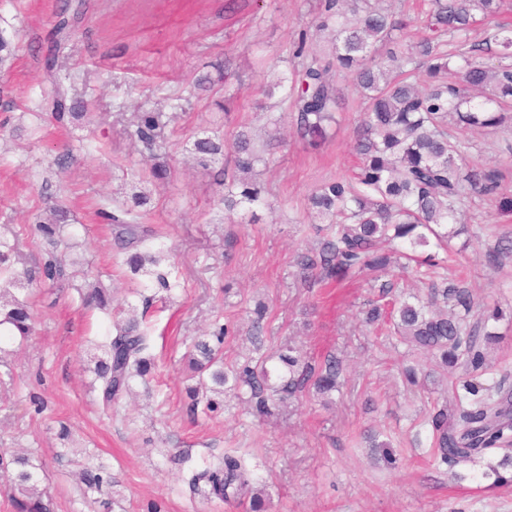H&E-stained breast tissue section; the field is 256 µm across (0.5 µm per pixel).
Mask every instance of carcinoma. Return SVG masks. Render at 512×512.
<instances>
[{
    "mask_svg": "<svg viewBox=\"0 0 512 512\" xmlns=\"http://www.w3.org/2000/svg\"><path fill=\"white\" fill-rule=\"evenodd\" d=\"M505 0H422L416 22L423 29L417 40L408 39V23L393 17L380 0H324V12L315 33L329 32V52L308 53V34L293 46L298 67L278 77L289 109L297 113V132L305 146L316 150L325 144L328 129L337 123L340 94L336 76L352 79L365 102L356 129L354 150L358 171L317 187L309 197L325 233L318 248L295 259L296 276L305 283L329 284L387 271L399 264L384 245L399 242V257L429 269L448 264L418 250L430 246L448 253L450 242L465 230L449 229L465 199L489 196L502 215L512 214V194L503 191L504 174L497 168L477 167L467 160V146L457 132L468 129H512V25L499 21ZM494 23L481 41L471 34ZM487 52L496 64L475 60ZM51 116L58 122L78 120L83 113L61 95L52 100ZM166 123L161 112H140L133 136L148 148L163 138ZM190 153L203 168L224 155V140L210 136L193 141ZM266 164L264 151L241 130L234 134V158L215 174L222 187L224 213L218 222L242 206H269L256 166ZM169 164L159 161L134 174L125 183L123 200L115 209L100 211L115 227L126 250L123 264L134 275L152 276L157 288L179 286L178 267L160 269V261L146 250L153 231L141 224L152 203L150 186L166 178ZM67 212L53 210L35 224L41 259L30 262L16 244L5 237L9 225L0 224V366L4 344L28 340L32 335L31 305L19 296L34 283L63 288L69 283L65 254L76 242L61 235ZM512 252V240L503 239L486 253L490 265ZM397 282L380 285L378 298L363 310L368 325H388L400 341L438 356L445 367L461 374L448 381L445 404L430 415L432 455L454 468L477 462L491 450H502V464H512V389L503 382L486 384L484 346L496 333L489 323L500 317L495 306L475 301L472 292L448 279L432 282L429 295L414 300H388ZM85 304L112 309V294L94 287ZM251 339L261 343L267 308L253 310ZM114 331L90 350L100 382L104 410L128 393L136 377L147 375L152 360L146 357L150 336L131 315L113 322ZM229 335L225 325L211 332L212 341L192 340L185 353L195 385L188 387L192 413H212L221 402L210 394L246 387L249 402L266 413L277 395L284 402L307 392L327 397L342 385V361L333 354L312 364L285 344L261 358L260 364L224 369L222 344ZM278 359L287 372L271 381L267 362ZM40 465L30 453L0 451V471L11 475V512H50L39 489ZM102 467L83 468L85 489L97 491L104 478ZM252 473L244 458L226 454L189 479L194 493L226 502L248 495Z\"/></svg>",
    "mask_w": 512,
    "mask_h": 512,
    "instance_id": "obj_1",
    "label": "carcinoma"
}]
</instances>
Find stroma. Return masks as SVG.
Segmentation results:
<instances>
[{
	"label": "stroma",
	"instance_id": "1",
	"mask_svg": "<svg viewBox=\"0 0 512 512\" xmlns=\"http://www.w3.org/2000/svg\"><path fill=\"white\" fill-rule=\"evenodd\" d=\"M321 12L322 0H0V37L11 47L0 63V121L14 130L0 140V224L11 225L22 253L35 259L32 224L53 206L68 210L64 236L81 243L112 291L113 309L131 307L145 317L155 363L151 374L132 381L131 394L104 411L87 366L110 317L83 304L82 278L54 297L47 285L34 286L35 332L10 358L14 383L0 400V448L38 458L52 512H101L102 500L111 501L112 512H147L153 504L163 512H249L248 500L206 499L188 487V467L229 451L245 454L256 469L255 489L268 512H512V469L498 486L486 475L500 452L454 469L432 460L428 418L444 399V372L432 355L364 323L362 311L383 276L368 273L336 290L292 275L296 255L319 242L307 219L310 194L357 163L361 98L351 80L337 79L340 127L320 152L304 150L295 113L282 112L283 136L261 171L269 208L241 207L217 223L213 173L188 163L183 151L204 135L259 134L265 112L282 98L275 82L294 63L293 42ZM62 13L77 22L60 44L63 67L52 75L45 57ZM55 83L79 96L84 118L66 125L51 118L44 98ZM176 95L183 110L158 148L171 173L154 189L143 220L154 248L171 251L179 263L181 285L165 292L130 275L98 212L111 209L149 155L131 137L129 120L166 109ZM227 96L235 105L229 115L220 106ZM459 137L471 159L505 173L512 192V131L465 130ZM66 151L71 161L55 166ZM461 214L466 248L446 275L503 309L498 338L485 350L484 380L512 386V254L495 266L485 259L501 238L512 237V216L478 198L466 200ZM259 301L268 314L256 346L248 331ZM216 322L236 329L224 339L226 365L256 362L290 342L312 361L335 353L344 366L341 390L330 405L306 395L267 416L228 392L212 416L190 419L185 343ZM409 365L425 373L423 386L405 382ZM34 394L45 400L44 410H36ZM63 424L77 449L58 439ZM367 431L392 441L395 464L368 448ZM88 460L112 477L93 498L76 478Z\"/></svg>",
	"mask_w": 512,
	"mask_h": 512
}]
</instances>
